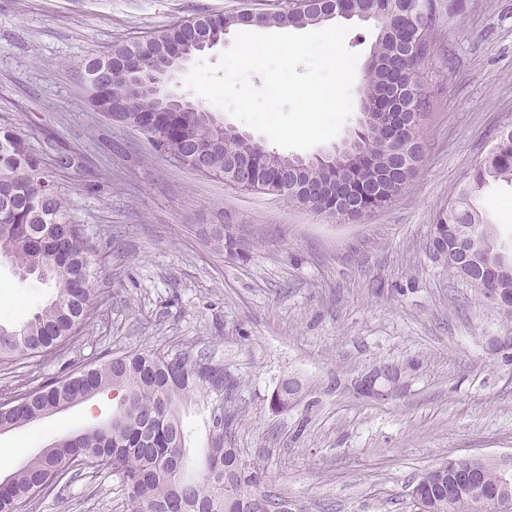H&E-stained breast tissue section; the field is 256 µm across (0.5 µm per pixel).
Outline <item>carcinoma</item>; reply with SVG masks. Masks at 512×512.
<instances>
[{
	"mask_svg": "<svg viewBox=\"0 0 512 512\" xmlns=\"http://www.w3.org/2000/svg\"><path fill=\"white\" fill-rule=\"evenodd\" d=\"M336 11L364 13L379 25L372 51L379 64L367 66L363 95L381 121L360 123L352 152L334 166L314 158L305 162L303 183L317 190L308 202L292 199L316 212L333 214L343 202L356 208L360 218L392 202L412 178L415 168L388 170L392 161L414 156L421 145L416 124L399 123L396 101L386 97L389 85L419 89L422 55L431 49L433 0H332ZM259 21L267 27H306L324 23L308 0H288V6L257 17L245 13H221L177 21L156 35L115 46L105 56L85 63L87 81L107 67L112 80L105 96L90 93L98 111L135 127L153 122L154 148L186 161L174 152L207 149L217 135L212 113L196 103L181 106L148 85L130 96L124 72L135 67L145 77L153 74L162 52L178 46L189 57L201 53L200 38L214 43L224 32ZM492 149L466 174L448 204L435 214L426 249L453 250L460 233L474 225L480 231L481 248L493 256L501 251L494 231L480 207L479 195L487 187L512 185V124ZM253 160V181L269 186L295 157L268 150L255 142L241 143ZM226 224H213L210 242L229 256L246 252ZM85 225L76 221L69 206L46 173L27 140L11 127H0V257L25 275L34 276L55 290L54 297L17 327L0 325V364L20 359L45 358L75 339L92 311V283L98 267ZM224 391V373L200 356L187 353L143 351L110 357L36 387H17L0 395V432L33 424L60 413L92 396L112 389L125 401L109 420L72 432L8 475L0 485V512H26L30 503L62 482H69L87 467L112 468L123 481L131 512H169L177 493L185 495L188 512H249L247 506L224 498V475L234 473L249 484L261 481V473L224 448V411L209 414L207 446L198 457L187 456L189 432L181 410L199 390ZM497 471L489 463L484 480L469 487L472 495L485 498L483 512H498L492 501Z\"/></svg>",
	"mask_w": 512,
	"mask_h": 512,
	"instance_id": "carcinoma-1",
	"label": "carcinoma"
}]
</instances>
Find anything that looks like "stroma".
I'll use <instances>...</instances> for the list:
<instances>
[{"instance_id":"1","label":"stroma","mask_w":512,"mask_h":512,"mask_svg":"<svg viewBox=\"0 0 512 512\" xmlns=\"http://www.w3.org/2000/svg\"><path fill=\"white\" fill-rule=\"evenodd\" d=\"M277 2L0 0V127L25 134L100 265L77 340L40 361L0 366V392L115 354L200 355L231 388L200 390L187 406L189 457L206 444V404L219 403L231 418L225 447L259 467L264 487L295 512H414L410 487L430 467L464 456L512 461V353L489 343L512 334V317L426 251L435 212L512 122V0H436L419 73L421 160L391 204L354 222L201 175L85 95L86 61L131 37ZM348 25L357 92L378 29ZM62 156L70 165L59 166ZM482 207L499 242L512 245V186L487 188ZM206 224L233 225L248 259L215 249ZM52 295L0 259V325L21 324ZM388 363L415 364L405 387L384 400L358 395L355 380ZM286 376L303 391L277 412L270 396ZM116 406L104 391L1 433L0 448L19 468ZM27 512H128L127 494L111 470L87 468Z\"/></svg>"}]
</instances>
